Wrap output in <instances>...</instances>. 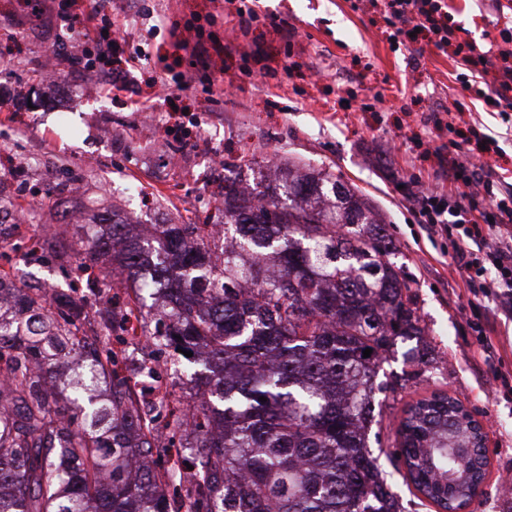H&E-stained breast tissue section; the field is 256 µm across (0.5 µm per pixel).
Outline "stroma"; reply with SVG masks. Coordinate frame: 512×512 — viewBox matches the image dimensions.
Wrapping results in <instances>:
<instances>
[{
  "instance_id": "stroma-1",
  "label": "stroma",
  "mask_w": 512,
  "mask_h": 512,
  "mask_svg": "<svg viewBox=\"0 0 512 512\" xmlns=\"http://www.w3.org/2000/svg\"><path fill=\"white\" fill-rule=\"evenodd\" d=\"M69 23L17 15L15 0H0V210L20 213L33 231L27 255L0 250V271L17 286L49 284L84 306L80 333L101 328L106 306L124 311L126 289L98 292L112 260L100 258L90 279L77 277L85 240L101 213L149 225L199 224L217 214L225 181L266 186L268 159L325 170L362 193L384 220L396 249L397 271L413 292L431 362L405 363L406 344L382 365L406 377L380 409L383 432L397 427L406 404L444 392L458 398L486 433L488 467L472 512H512L501 480L512 474V317L486 303L490 345L471 326L476 298L459 279L449 242L429 239L415 208L414 178L426 174L424 150L447 143L418 122L420 113L445 112L460 94L456 65L439 51L412 59L392 49L385 22L368 0H112L116 23L144 54L134 75L138 101L101 93L99 74L63 64L71 26H84L89 0H71ZM461 39L496 47L512 11L486 0H449ZM204 44L211 68L192 66L190 48ZM51 60L55 81L42 64ZM188 84L159 96L163 80ZM223 159L214 169L212 153ZM178 163H171V155ZM79 193H64L67 182ZM122 376L132 384L139 365L172 353L144 342L112 338Z\"/></svg>"
}]
</instances>
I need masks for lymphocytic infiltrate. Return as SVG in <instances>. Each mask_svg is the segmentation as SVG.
<instances>
[{"label":"lymphocytic infiltrate","mask_w":512,"mask_h":512,"mask_svg":"<svg viewBox=\"0 0 512 512\" xmlns=\"http://www.w3.org/2000/svg\"><path fill=\"white\" fill-rule=\"evenodd\" d=\"M385 22L387 39L406 44L418 32L426 46L452 52L470 78L462 79L464 91L491 102L494 110L512 112V27L504 28V45L498 56L477 44L460 40L447 0H370ZM424 125L449 130L455 138L449 152L435 151L438 165L447 167V185L432 184L420 192L421 213L431 233L453 236L452 258L467 284H479L485 296L512 311V189L503 177L481 174L480 169L499 152L497 139L483 126L446 118L432 112Z\"/></svg>","instance_id":"1"}]
</instances>
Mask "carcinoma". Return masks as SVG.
Wrapping results in <instances>:
<instances>
[{
    "label": "carcinoma",
    "mask_w": 512,
    "mask_h": 512,
    "mask_svg": "<svg viewBox=\"0 0 512 512\" xmlns=\"http://www.w3.org/2000/svg\"><path fill=\"white\" fill-rule=\"evenodd\" d=\"M224 229L155 224L142 240L114 220L86 242L92 257L112 251L133 293L163 295L146 316L160 312L174 362L190 351L216 370L174 420L192 438L187 512H403L382 457L439 508L465 498L461 475L485 474L488 457L458 399L407 404L394 451L369 446L378 395L400 385L378 381L381 363L424 335L370 205L331 174L280 167L260 197L224 185ZM17 292L32 316L60 302ZM79 323L71 308L37 335L0 331V512H170L162 487L181 473L153 466L152 427L124 386L95 395L111 352Z\"/></svg>",
    "instance_id": "1"
}]
</instances>
